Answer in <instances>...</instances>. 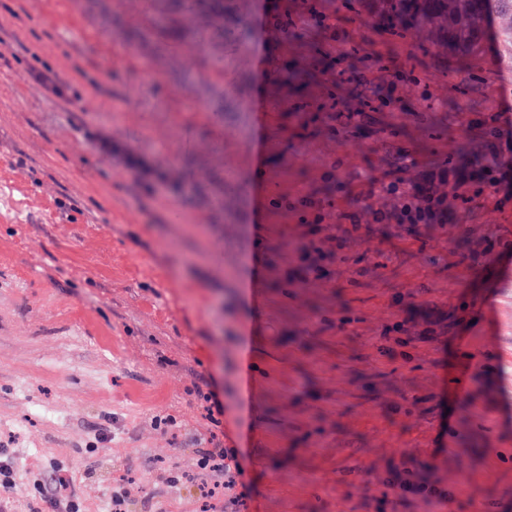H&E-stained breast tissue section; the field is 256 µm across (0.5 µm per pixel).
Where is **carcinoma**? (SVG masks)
<instances>
[{
    "instance_id": "cac0c4a2",
    "label": "carcinoma",
    "mask_w": 512,
    "mask_h": 512,
    "mask_svg": "<svg viewBox=\"0 0 512 512\" xmlns=\"http://www.w3.org/2000/svg\"><path fill=\"white\" fill-rule=\"evenodd\" d=\"M338 8L370 14L397 40L425 36V52L440 51L451 58L479 61L486 51L488 31L498 45V58L512 66V0H338ZM490 185L467 193H452L448 207L466 211L487 197Z\"/></svg>"
}]
</instances>
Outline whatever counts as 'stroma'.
<instances>
[{
  "label": "stroma",
  "mask_w": 512,
  "mask_h": 512,
  "mask_svg": "<svg viewBox=\"0 0 512 512\" xmlns=\"http://www.w3.org/2000/svg\"><path fill=\"white\" fill-rule=\"evenodd\" d=\"M237 3L199 55L202 0H0V512H36L43 487L110 512L123 479L125 512H378L395 468L454 512H512V194L455 224L359 225L318 281L293 254L312 205L333 227L403 159L475 154L512 70L283 0L259 130V20ZM47 70L64 99L32 81ZM213 443L237 451L243 508L199 496Z\"/></svg>",
  "instance_id": "obj_1"
}]
</instances>
